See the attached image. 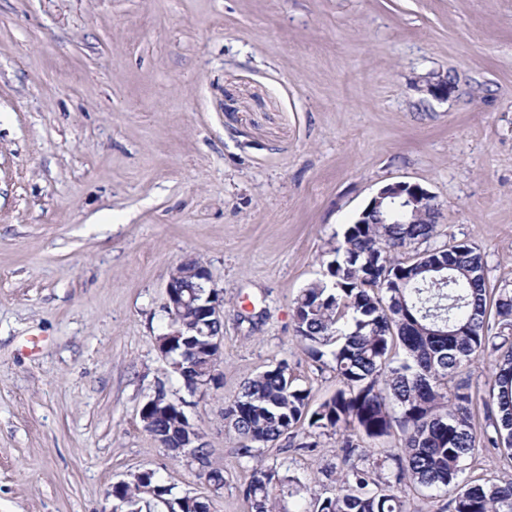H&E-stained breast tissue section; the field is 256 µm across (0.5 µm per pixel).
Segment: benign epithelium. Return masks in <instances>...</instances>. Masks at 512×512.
<instances>
[{
    "label": "benign epithelium",
    "instance_id": "1",
    "mask_svg": "<svg viewBox=\"0 0 512 512\" xmlns=\"http://www.w3.org/2000/svg\"><path fill=\"white\" fill-rule=\"evenodd\" d=\"M427 92L435 98L448 97V81L433 74L424 78ZM435 196L417 183L397 181L388 183L372 197L362 214L376 212L385 207H402L403 213L416 215L434 207ZM166 301L164 308L168 315L167 331L156 338L159 353L167 367L181 377L190 376L197 380L193 393L204 391L216 381L213 368L206 369L188 363L181 364L171 357L175 341L188 332L197 336L208 337L207 347L221 351L224 327V297L221 291L211 286L208 274L200 268H191V263L180 262L171 268L165 287ZM175 406L170 401L167 407ZM177 407V406H175ZM176 426L180 428L178 441L179 456L190 463L198 465V474L204 473L200 464L199 449L205 447L200 439L201 432L190 421L182 407H177Z\"/></svg>",
    "mask_w": 512,
    "mask_h": 512
}]
</instances>
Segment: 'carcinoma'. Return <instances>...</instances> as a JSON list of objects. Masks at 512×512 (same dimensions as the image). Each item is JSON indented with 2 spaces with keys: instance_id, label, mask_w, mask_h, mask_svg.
<instances>
[{
  "instance_id": "cac0c4a2",
  "label": "carcinoma",
  "mask_w": 512,
  "mask_h": 512,
  "mask_svg": "<svg viewBox=\"0 0 512 512\" xmlns=\"http://www.w3.org/2000/svg\"><path fill=\"white\" fill-rule=\"evenodd\" d=\"M439 210L410 224L394 214L392 224H351L333 249L323 278L295 301L294 333L310 355L329 357L341 387L310 409L311 390L295 384L288 361L249 379L224 407L240 455L286 436L300 423L311 433L331 432L345 468L310 512H423L407 489L448 493L451 512H512V480L475 483L463 477L480 450L470 412V384L455 382L472 361L498 353L485 402L495 436L512 460V345L496 343L512 329V292L490 295L486 265L464 242L418 251L437 228ZM448 269L437 283L425 267ZM205 364V337L184 336L176 352ZM400 434V448L382 449L395 464L393 479L374 481L349 464L357 437ZM213 491L224 487V468L206 463ZM293 481L272 467H252L243 495L251 512H281L278 488ZM174 512H188L191 496H175L154 470L112 485V501L123 509L152 507L156 498Z\"/></svg>"
}]
</instances>
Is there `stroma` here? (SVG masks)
Returning a JSON list of instances; mask_svg holds the SVG:
<instances>
[{"label":"stroma","mask_w":512,"mask_h":512,"mask_svg":"<svg viewBox=\"0 0 512 512\" xmlns=\"http://www.w3.org/2000/svg\"><path fill=\"white\" fill-rule=\"evenodd\" d=\"M394 181L435 196L432 246H477L512 289V0H0V512H110L145 469L249 512L224 406L282 360L312 403L336 392L294 301ZM187 260L224 293L201 396L155 341ZM161 384L222 490L144 430ZM309 439L257 451L301 484L284 512L341 464L335 436Z\"/></svg>","instance_id":"stroma-1"}]
</instances>
